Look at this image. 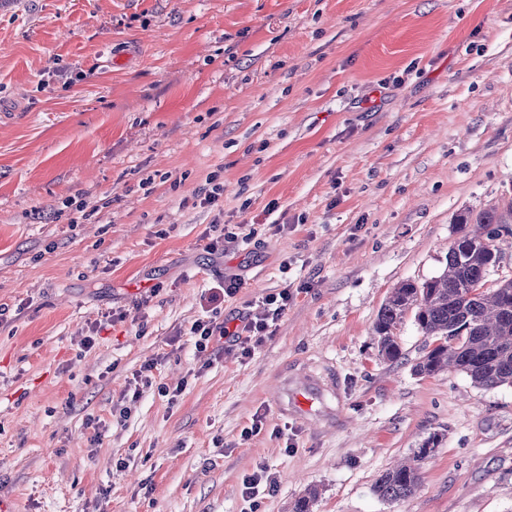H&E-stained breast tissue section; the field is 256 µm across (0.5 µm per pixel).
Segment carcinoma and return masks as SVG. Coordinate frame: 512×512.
Instances as JSON below:
<instances>
[{"mask_svg": "<svg viewBox=\"0 0 512 512\" xmlns=\"http://www.w3.org/2000/svg\"><path fill=\"white\" fill-rule=\"evenodd\" d=\"M457 238L448 248L444 270L421 283L405 281L393 288L373 325L379 354L396 361L401 349L395 330L411 314L432 346L414 365L418 375L454 368L484 388L512 386V276L486 288V275L499 262L501 249L490 235L512 224V198L476 214L456 219ZM440 437L433 435L377 479L374 491L386 500L412 496Z\"/></svg>", "mask_w": 512, "mask_h": 512, "instance_id": "carcinoma-1", "label": "carcinoma"}]
</instances>
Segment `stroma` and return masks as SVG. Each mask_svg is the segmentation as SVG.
Wrapping results in <instances>:
<instances>
[{"label":"stroma","mask_w":512,"mask_h":512,"mask_svg":"<svg viewBox=\"0 0 512 512\" xmlns=\"http://www.w3.org/2000/svg\"><path fill=\"white\" fill-rule=\"evenodd\" d=\"M510 197L512 0H0V512H512V386L416 375L413 317L400 360L373 334ZM215 224L256 236L212 253ZM229 276V326L293 298L206 360ZM326 365L335 422L283 415L281 374ZM240 288V282L236 277H225L224 280L217 282L210 295L209 302L213 305L209 311L214 312L215 318L207 320L199 319L191 327V334L197 337L195 348L199 354L204 353L210 344L216 340L217 336L232 338L234 345L241 349V355L248 357L258 347L263 336L266 335L269 328L280 318L288 306V301L293 297L290 288H283L278 293L268 294L263 298L265 312L257 318L242 320L241 326H236L230 330L226 322L217 323L216 317L218 310L224 303V298L233 297ZM207 311V312H209ZM439 441L438 435L430 436L406 459L383 472L375 483V493L390 501L404 500L412 496L419 487L422 466L434 455Z\"/></svg>","instance_id":"stroma-1"}]
</instances>
